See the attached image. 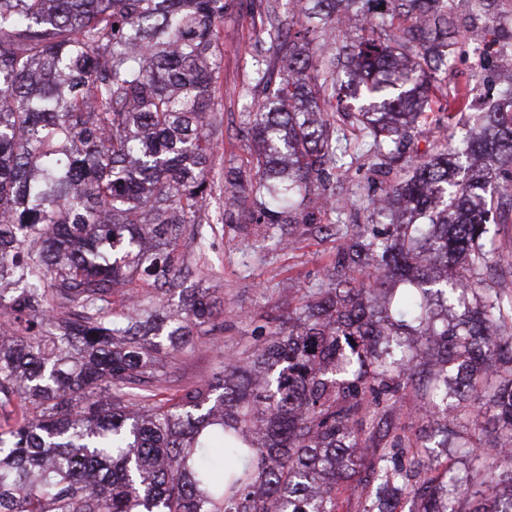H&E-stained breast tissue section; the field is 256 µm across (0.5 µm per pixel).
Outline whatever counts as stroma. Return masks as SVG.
Here are the masks:
<instances>
[{
    "instance_id": "obj_1",
    "label": "stroma",
    "mask_w": 512,
    "mask_h": 512,
    "mask_svg": "<svg viewBox=\"0 0 512 512\" xmlns=\"http://www.w3.org/2000/svg\"><path fill=\"white\" fill-rule=\"evenodd\" d=\"M253 8L252 0H232L224 12V121L215 137V164L223 171L245 168L250 154L239 92L255 53ZM335 251V238L314 231L298 236L291 248L274 238L257 242L230 230L217 234L206 264L190 279L222 299L224 334L216 344L202 340L178 355L176 377L190 381L211 374L224 366L227 352L243 351L253 343L256 326L275 329L288 315L289 299L317 283ZM414 407V390L404 387L387 418L392 432L412 439L427 434V423Z\"/></svg>"
}]
</instances>
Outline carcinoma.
<instances>
[{
	"mask_svg": "<svg viewBox=\"0 0 512 512\" xmlns=\"http://www.w3.org/2000/svg\"><path fill=\"white\" fill-rule=\"evenodd\" d=\"M290 2L258 4L268 49L241 89L257 149L225 177L248 196L212 211L226 0H0V512H339L365 422L408 383L447 436L487 419L512 439V294L493 286L512 260L491 233L497 197L512 200V80L483 102L445 83L470 54L496 71L459 0ZM480 2L512 55V10ZM344 109L374 159L365 224L343 221L355 202L333 188ZM466 110L465 146L446 133L404 156ZM322 213L315 230L339 244L318 284L223 368L172 384L178 353L224 333L220 298L183 287L214 225L289 244ZM454 448L470 466L493 457L507 484L469 512H512V457ZM426 454L388 436L362 512H398L405 494L411 512H459L469 475L413 486Z\"/></svg>",
	"mask_w": 512,
	"mask_h": 512,
	"instance_id": "carcinoma-1",
	"label": "carcinoma"
}]
</instances>
